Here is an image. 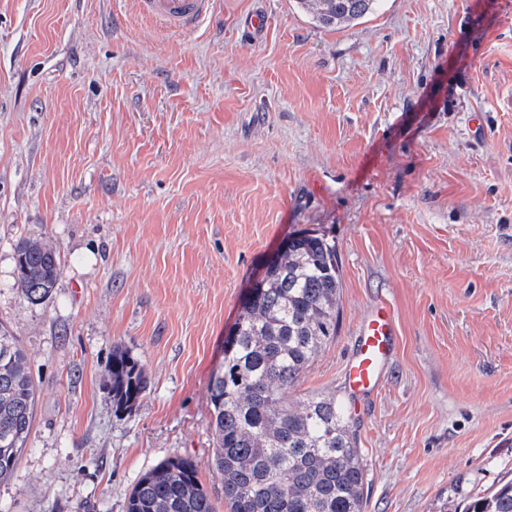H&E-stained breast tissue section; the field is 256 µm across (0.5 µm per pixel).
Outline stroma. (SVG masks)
Masks as SVG:
<instances>
[{
  "label": "stroma",
  "instance_id": "stroma-1",
  "mask_svg": "<svg viewBox=\"0 0 512 512\" xmlns=\"http://www.w3.org/2000/svg\"><path fill=\"white\" fill-rule=\"evenodd\" d=\"M301 232L335 242L341 288L295 396L345 397L362 315L397 321L381 393L348 411L365 512H466L512 481V0H379L340 29L213 0L186 34L138 0H0V326L39 386L0 512H124L176 457L229 512L210 379ZM22 239L62 270L38 304ZM117 346L148 378L127 412ZM108 394L118 410L131 409L147 387L143 366L127 349L115 347L108 363Z\"/></svg>",
  "mask_w": 512,
  "mask_h": 512
}]
</instances>
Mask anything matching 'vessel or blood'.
<instances>
[{
    "mask_svg": "<svg viewBox=\"0 0 512 512\" xmlns=\"http://www.w3.org/2000/svg\"><path fill=\"white\" fill-rule=\"evenodd\" d=\"M141 10L164 28L187 33L209 14L212 0H139ZM396 322L391 308L372 307L357 327L356 345L345 369V384L352 396L369 398L382 384V367L394 354Z\"/></svg>",
    "mask_w": 512,
    "mask_h": 512,
    "instance_id": "vessel-or-blood-1",
    "label": "vessel or blood"
}]
</instances>
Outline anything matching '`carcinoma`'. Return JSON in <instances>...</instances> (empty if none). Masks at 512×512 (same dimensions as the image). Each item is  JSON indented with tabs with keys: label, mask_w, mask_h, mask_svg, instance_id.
<instances>
[{
	"label": "carcinoma",
	"mask_w": 512,
	"mask_h": 512,
	"mask_svg": "<svg viewBox=\"0 0 512 512\" xmlns=\"http://www.w3.org/2000/svg\"><path fill=\"white\" fill-rule=\"evenodd\" d=\"M378 0H299L316 22L343 27L373 13ZM16 283L32 303L51 296L61 274L56 251L16 245ZM339 262L336 244L310 233L289 241L266 270L224 342V364L209 386L214 452L230 512H364L367 475L343 403L293 388L336 337ZM108 394L119 410L147 387L143 366L112 349ZM38 389L26 353L0 328V483L26 449ZM126 512H215L185 458L167 459L134 486ZM469 512H512V482L475 499Z\"/></svg>",
	"instance_id": "carcinoma-1"
}]
</instances>
